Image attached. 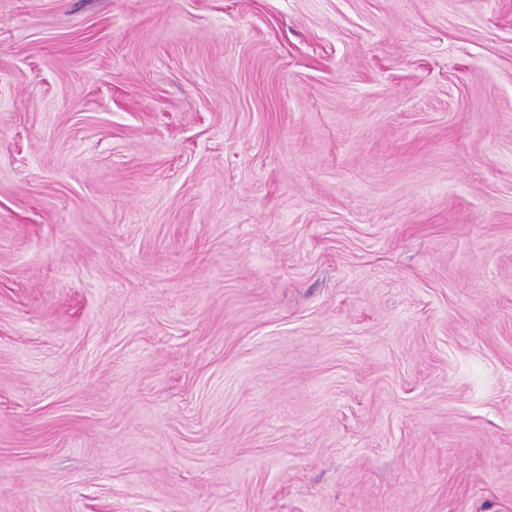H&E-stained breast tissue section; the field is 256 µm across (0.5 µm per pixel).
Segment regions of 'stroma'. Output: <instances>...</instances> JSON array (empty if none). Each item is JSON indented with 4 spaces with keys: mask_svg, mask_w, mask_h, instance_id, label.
I'll return each instance as SVG.
<instances>
[{
    "mask_svg": "<svg viewBox=\"0 0 512 512\" xmlns=\"http://www.w3.org/2000/svg\"><path fill=\"white\" fill-rule=\"evenodd\" d=\"M0 512H512V0H0Z\"/></svg>",
    "mask_w": 512,
    "mask_h": 512,
    "instance_id": "35a3bbf8",
    "label": "stroma"
}]
</instances>
